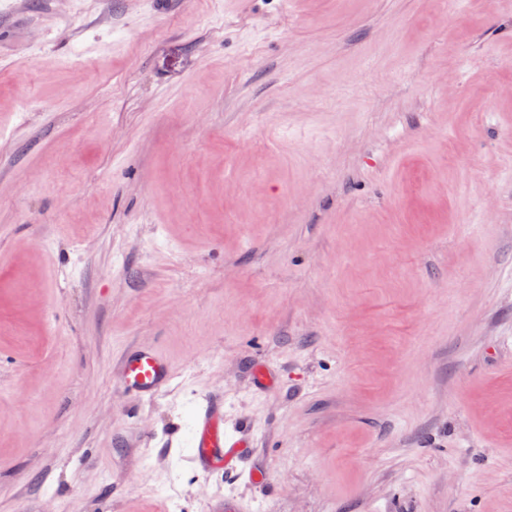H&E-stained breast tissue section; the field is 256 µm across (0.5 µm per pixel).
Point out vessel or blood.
Wrapping results in <instances>:
<instances>
[{
	"instance_id": "b4317fda",
	"label": "vessel or blood",
	"mask_w": 512,
	"mask_h": 512,
	"mask_svg": "<svg viewBox=\"0 0 512 512\" xmlns=\"http://www.w3.org/2000/svg\"><path fill=\"white\" fill-rule=\"evenodd\" d=\"M174 376L170 359L158 348H138L126 353L121 362L120 386L140 400L157 397ZM192 459L203 470H236L244 457L249 439L228 434L224 428V399L206 394L196 406L191 427Z\"/></svg>"
}]
</instances>
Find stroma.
Instances as JSON below:
<instances>
[{
    "label": "stroma",
    "instance_id": "stroma-1",
    "mask_svg": "<svg viewBox=\"0 0 512 512\" xmlns=\"http://www.w3.org/2000/svg\"><path fill=\"white\" fill-rule=\"evenodd\" d=\"M504 85L512 0H0V512H512ZM173 376L172 362L158 348H138L123 356L120 386L137 399L150 400L169 385ZM245 429L229 435L224 428V397L208 393L196 406L190 432L192 459L205 471H234L250 448Z\"/></svg>",
    "mask_w": 512,
    "mask_h": 512
}]
</instances>
